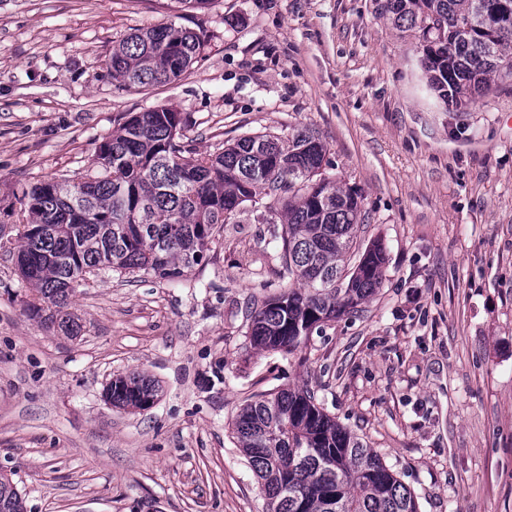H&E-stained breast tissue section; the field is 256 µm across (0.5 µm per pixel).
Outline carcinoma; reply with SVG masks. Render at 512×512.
I'll use <instances>...</instances> for the list:
<instances>
[{"label":"carcinoma","instance_id":"cac0c4a2","mask_svg":"<svg viewBox=\"0 0 512 512\" xmlns=\"http://www.w3.org/2000/svg\"><path fill=\"white\" fill-rule=\"evenodd\" d=\"M438 102L486 94L512 78V0H385ZM201 33L174 23L131 34L112 49L109 75L129 87L168 84L200 56ZM181 113L156 106L131 115L96 149L102 170L79 183L50 178L22 190L28 221L16 263L35 287L34 314L64 334L69 285L105 271H143L179 282L215 243L217 229L263 194L281 204L285 231L276 276L288 282L250 314L257 347L292 354L322 324L354 311L380 287L386 263L378 241L357 246L364 198L322 179L328 147L310 131L283 142L270 134L224 143L198 156L177 142ZM159 386L132 372L113 379V407L143 410ZM235 432L262 481L270 512H418L411 492L371 448L340 426L306 389L271 392L246 404ZM0 512H27L11 476L0 472Z\"/></svg>","mask_w":512,"mask_h":512}]
</instances>
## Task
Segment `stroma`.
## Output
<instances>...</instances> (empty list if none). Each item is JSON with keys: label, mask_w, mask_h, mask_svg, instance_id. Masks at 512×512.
I'll use <instances>...</instances> for the list:
<instances>
[{"label": "stroma", "mask_w": 512, "mask_h": 512, "mask_svg": "<svg viewBox=\"0 0 512 512\" xmlns=\"http://www.w3.org/2000/svg\"><path fill=\"white\" fill-rule=\"evenodd\" d=\"M385 0H0V471L29 512H269L233 431L246 402L308 386L382 457L419 512H512V79L460 108L423 92ZM206 46L178 80L129 89L104 60L166 24ZM168 104L182 144L309 130L327 173L362 194L380 288L288 355L255 348L254 303L278 293L281 208L221 229L187 280L78 282L80 332L47 328L17 270L23 187L81 181L136 112ZM161 385L112 407L113 377ZM158 395L157 383L138 372L112 379L106 389V397L112 406L123 410L146 409L154 404Z\"/></svg>", "instance_id": "stroma-1"}]
</instances>
